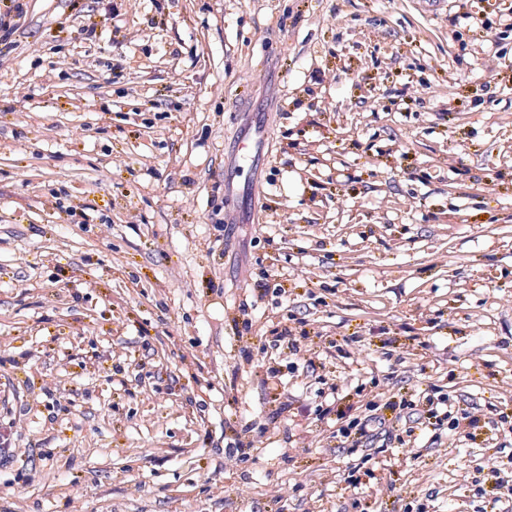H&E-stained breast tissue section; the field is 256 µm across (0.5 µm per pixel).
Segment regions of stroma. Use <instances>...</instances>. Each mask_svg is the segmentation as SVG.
<instances>
[{
    "label": "stroma",
    "instance_id": "1",
    "mask_svg": "<svg viewBox=\"0 0 512 512\" xmlns=\"http://www.w3.org/2000/svg\"><path fill=\"white\" fill-rule=\"evenodd\" d=\"M12 39L0 419L22 429L0 512H495L512 0H27ZM298 321L310 366L264 345ZM379 393L480 427L344 447Z\"/></svg>",
    "mask_w": 512,
    "mask_h": 512
}]
</instances>
